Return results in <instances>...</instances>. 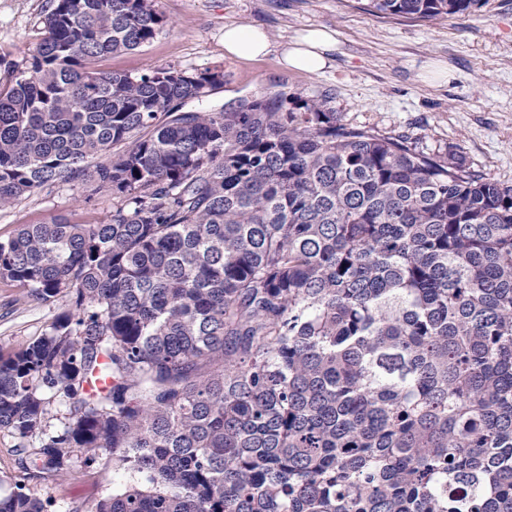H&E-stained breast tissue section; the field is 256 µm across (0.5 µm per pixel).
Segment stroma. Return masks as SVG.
Instances as JSON below:
<instances>
[{"mask_svg":"<svg viewBox=\"0 0 512 512\" xmlns=\"http://www.w3.org/2000/svg\"><path fill=\"white\" fill-rule=\"evenodd\" d=\"M158 6L166 29L145 47L102 58L98 69L223 72V84L202 102L209 109L282 92L326 96L350 124L411 134L425 151L455 153L471 170L512 185V0H486L476 12L430 22L373 15L360 0H158ZM51 8L52 0H0V55L26 69ZM228 24L262 27L276 46L326 28L335 32L337 49L323 71L285 72L275 52L255 61L227 57ZM112 209L111 193L93 191L80 178L59 181L0 207V238L56 218L108 224ZM68 308L67 297L44 303L0 285V351L41 336ZM15 444L10 431L0 430V497L22 484L52 499L51 512H89L129 482L106 454L88 465L75 458L64 476L31 480L14 465Z\"/></svg>","mask_w":512,"mask_h":512,"instance_id":"obj_1","label":"stroma"}]
</instances>
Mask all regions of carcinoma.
I'll return each mask as SVG.
<instances>
[{
	"mask_svg": "<svg viewBox=\"0 0 512 512\" xmlns=\"http://www.w3.org/2000/svg\"><path fill=\"white\" fill-rule=\"evenodd\" d=\"M167 25L157 0H53L30 70L0 57V205L79 177L116 200L0 239V283L70 301L0 354L15 464L139 476L89 512H512V186L326 98L186 111L224 74L94 67Z\"/></svg>",
	"mask_w": 512,
	"mask_h": 512,
	"instance_id": "cac0c4a2",
	"label": "carcinoma"
}]
</instances>
